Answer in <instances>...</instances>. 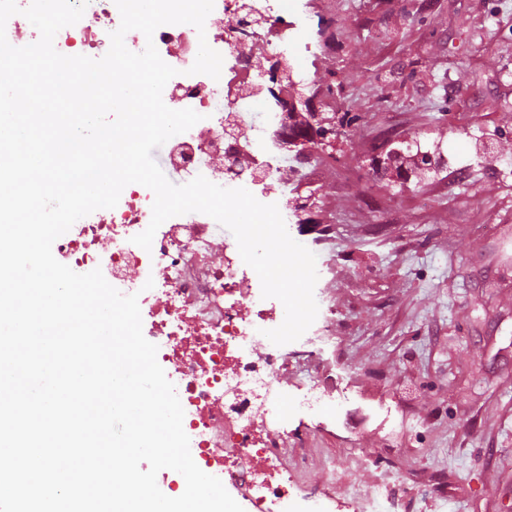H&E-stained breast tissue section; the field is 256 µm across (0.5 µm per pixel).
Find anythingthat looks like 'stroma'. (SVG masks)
<instances>
[{
	"mask_svg": "<svg viewBox=\"0 0 512 512\" xmlns=\"http://www.w3.org/2000/svg\"><path fill=\"white\" fill-rule=\"evenodd\" d=\"M307 9L318 50L300 90L323 118L361 121L310 148L314 177L293 185L333 318L283 377H326L361 411L291 414L281 460L335 512L381 483L389 512H512V0ZM419 153L442 166L414 168ZM387 157L408 181L374 172Z\"/></svg>",
	"mask_w": 512,
	"mask_h": 512,
	"instance_id": "1",
	"label": "stroma"
}]
</instances>
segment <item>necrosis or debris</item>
I'll use <instances>...</instances> for the list:
<instances>
[{
    "label": "necrosis or debris",
    "instance_id": "necrosis-or-debris-1",
    "mask_svg": "<svg viewBox=\"0 0 512 512\" xmlns=\"http://www.w3.org/2000/svg\"><path fill=\"white\" fill-rule=\"evenodd\" d=\"M252 11L257 21L248 35H241L238 21ZM85 12L95 27L81 22L65 27L54 46L67 56L98 59L110 47L120 12L115 0H88ZM210 17L223 20V27L201 35L188 24H166L149 40L133 30L125 45L139 53L154 43L177 71L163 90L164 103L201 116L190 130L169 140L184 179L201 175L226 188L242 187L234 163L239 152H248L255 159V198L277 204L285 223L293 224L297 213L287 193L268 188L278 181L286 160L282 133L288 110L271 93L269 76L253 67L250 47L269 49L280 67L297 72L313 46L310 17L303 0H214ZM203 40L223 57L219 79L190 71ZM240 129L245 138H235ZM215 154L224 158L220 178L209 164ZM153 200L148 188L126 186L115 208L79 219L72 233L57 238V256L76 272L104 261L111 285L125 295L139 292L141 279H153L164 302L149 309L152 322L143 334L157 346L159 364L177 369L183 428L201 470L222 473L226 490L246 502L249 512H333L319 494L289 491L276 450L288 435V413L282 407L284 355L266 332L283 322L282 303L262 298L259 277L243 262L234 236L208 215L192 212L167 219L166 231L155 234L151 250L133 244V236L150 223ZM219 236L224 261L213 265L208 255ZM132 269L140 280L130 279ZM243 308L254 311V318L243 319Z\"/></svg>",
    "mask_w": 512,
    "mask_h": 512
}]
</instances>
